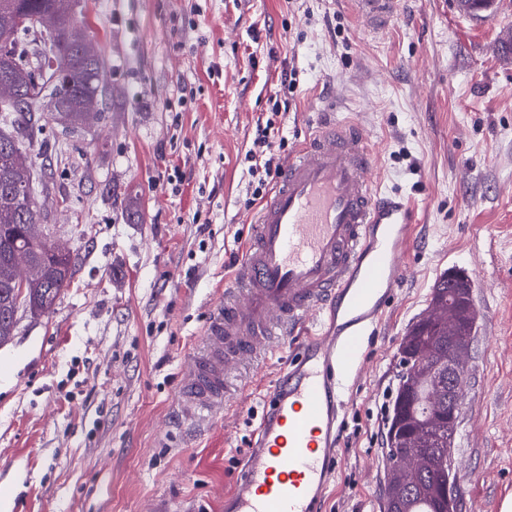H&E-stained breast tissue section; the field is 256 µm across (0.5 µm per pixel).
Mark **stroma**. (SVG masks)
Instances as JSON below:
<instances>
[{"instance_id":"1","label":"stroma","mask_w":512,"mask_h":512,"mask_svg":"<svg viewBox=\"0 0 512 512\" xmlns=\"http://www.w3.org/2000/svg\"><path fill=\"white\" fill-rule=\"evenodd\" d=\"M104 59V117L29 152L40 230L73 278L0 346V512H224L260 394L292 349L229 370L227 412L195 424L177 391L254 212L244 160L283 70L288 156L328 114L362 123L371 179L414 208L408 279L344 411L327 512H381L398 344L445 272L480 273L469 390L452 454L460 512L512 499V53L457 0H401L384 28L353 0H77Z\"/></svg>"}]
</instances>
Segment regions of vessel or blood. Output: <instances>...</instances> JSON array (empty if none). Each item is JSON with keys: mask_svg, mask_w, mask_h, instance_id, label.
Here are the masks:
<instances>
[{"mask_svg": "<svg viewBox=\"0 0 512 512\" xmlns=\"http://www.w3.org/2000/svg\"><path fill=\"white\" fill-rule=\"evenodd\" d=\"M380 28L399 0H356ZM367 130L329 121L289 157L254 213L224 296L208 308L178 403L185 419L223 409L230 365L303 340L266 397L224 512H326L339 469L346 392L415 243L411 213L370 179Z\"/></svg>", "mask_w": 512, "mask_h": 512, "instance_id": "b4317fda", "label": "vessel or blood"}]
</instances>
